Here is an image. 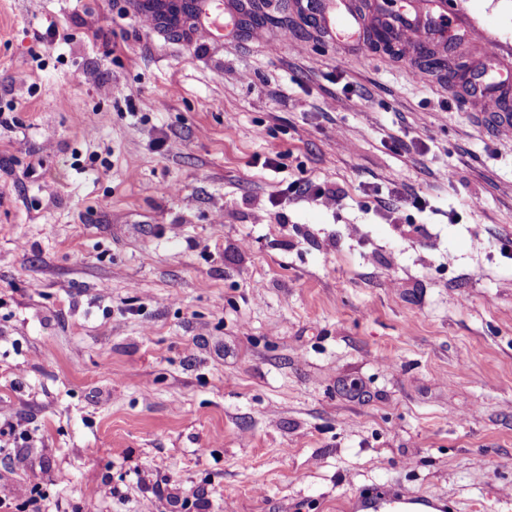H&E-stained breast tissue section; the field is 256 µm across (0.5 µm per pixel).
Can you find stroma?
<instances>
[{"label": "stroma", "instance_id": "obj_1", "mask_svg": "<svg viewBox=\"0 0 512 512\" xmlns=\"http://www.w3.org/2000/svg\"><path fill=\"white\" fill-rule=\"evenodd\" d=\"M336 3L353 31L269 5L204 39L135 0H0L15 504L347 512L387 485L512 512V0ZM390 12L470 87L371 52Z\"/></svg>", "mask_w": 512, "mask_h": 512}]
</instances>
